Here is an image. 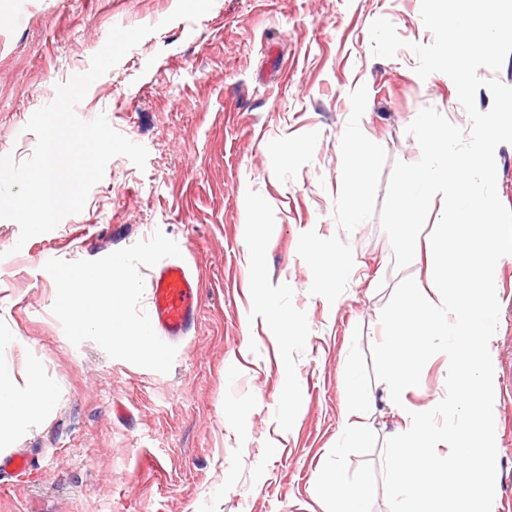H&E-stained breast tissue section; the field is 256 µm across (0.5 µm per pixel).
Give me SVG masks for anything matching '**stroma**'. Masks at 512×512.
I'll use <instances>...</instances> for the list:
<instances>
[{
    "instance_id": "35a3bbf8",
    "label": "stroma",
    "mask_w": 512,
    "mask_h": 512,
    "mask_svg": "<svg viewBox=\"0 0 512 512\" xmlns=\"http://www.w3.org/2000/svg\"><path fill=\"white\" fill-rule=\"evenodd\" d=\"M177 0H0V155L31 157L25 125L57 84L89 68L113 26H155L95 80L76 108L148 150L145 168L111 159L84 209L18 245L0 219V365L11 386L50 383L47 415L10 453L33 467L0 486V512H327L316 480L343 431L350 382L373 395L378 441L401 422L383 401L372 346L382 308L419 263L399 269L379 213L406 132L431 107L468 128L453 81L420 78L411 44H430L421 0H214L196 22ZM388 19L406 48L374 56ZM356 132L372 163L364 221L338 201ZM282 159L270 167L271 156ZM162 231L199 279L195 330L169 373L72 344L51 308L48 260H95ZM350 256L333 275L330 261ZM496 512L512 501V255L495 270ZM276 303L294 337L267 327ZM448 359L425 364L407 401L446 395ZM303 397L289 405L288 390Z\"/></svg>"
}]
</instances>
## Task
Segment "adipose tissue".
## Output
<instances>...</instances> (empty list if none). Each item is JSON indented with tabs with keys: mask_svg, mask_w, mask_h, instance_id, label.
Instances as JSON below:
<instances>
[{
	"mask_svg": "<svg viewBox=\"0 0 512 512\" xmlns=\"http://www.w3.org/2000/svg\"><path fill=\"white\" fill-rule=\"evenodd\" d=\"M348 192L339 200L347 223L363 220L361 200L370 189L368 164L355 165L347 176ZM52 390L44 381L29 379L24 388L0 394V445L15 435L20 427L38 423L47 412Z\"/></svg>",
	"mask_w": 512,
	"mask_h": 512,
	"instance_id": "obj_1",
	"label": "adipose tissue"
}]
</instances>
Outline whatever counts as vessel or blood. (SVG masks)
<instances>
[{
	"instance_id": "obj_1",
	"label": "vessel or blood",
	"mask_w": 512,
	"mask_h": 512,
	"mask_svg": "<svg viewBox=\"0 0 512 512\" xmlns=\"http://www.w3.org/2000/svg\"><path fill=\"white\" fill-rule=\"evenodd\" d=\"M148 295V316L163 341L178 342L195 327L201 308V288L184 263L170 261L157 266L148 283Z\"/></svg>"
}]
</instances>
